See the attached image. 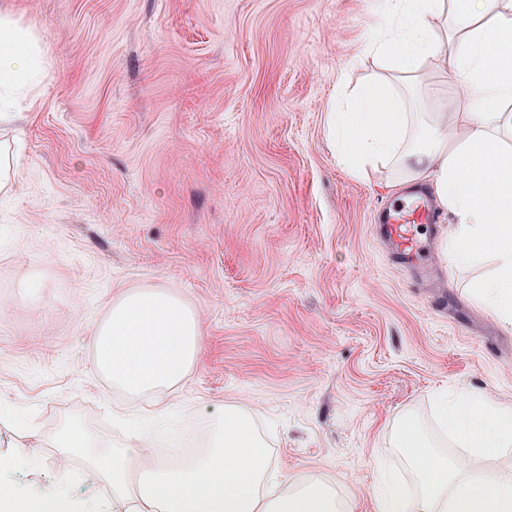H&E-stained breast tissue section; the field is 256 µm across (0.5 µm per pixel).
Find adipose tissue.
I'll return each instance as SVG.
<instances>
[{
	"label": "adipose tissue",
	"mask_w": 512,
	"mask_h": 512,
	"mask_svg": "<svg viewBox=\"0 0 512 512\" xmlns=\"http://www.w3.org/2000/svg\"><path fill=\"white\" fill-rule=\"evenodd\" d=\"M371 46L385 71L342 98L330 130L340 159L359 174L383 165L398 183L429 184L455 219L448 251L466 260L493 254L494 275L476 290L495 317L512 324V0H383ZM451 73L464 89L439 111L412 110L406 87L425 64ZM31 28L0 13V100L42 70ZM198 313L176 295L144 288L113 302L95 333L96 365L114 386L135 395L176 387L198 358ZM146 434L120 447L80 427H62L51 447L81 456L113 499L135 512H356L355 499L323 480L297 482L272 473L266 444L239 407L211 412L205 451L181 464L147 459ZM56 484L32 495L0 484V512H63Z\"/></svg>",
	"instance_id": "ef3b65f1"
}]
</instances>
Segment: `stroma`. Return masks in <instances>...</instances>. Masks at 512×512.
<instances>
[{
    "instance_id": "obj_1",
    "label": "stroma",
    "mask_w": 512,
    "mask_h": 512,
    "mask_svg": "<svg viewBox=\"0 0 512 512\" xmlns=\"http://www.w3.org/2000/svg\"><path fill=\"white\" fill-rule=\"evenodd\" d=\"M378 7L0 0L47 60L36 107L0 118L26 144L0 199V483L46 490L56 449L16 463L13 446L63 425L110 446L148 427L183 449L229 405L250 413L272 471L334 481L373 512L384 465L404 469L399 416L434 427V397L454 388L512 405V325L473 294L495 256L454 264L440 241L431 286L411 284L371 234L401 195L394 172L339 160L329 112L339 87L381 73L367 55ZM138 288L201 318L202 350L160 419L95 365L96 327ZM69 468L70 512H116L82 457Z\"/></svg>"
}]
</instances>
